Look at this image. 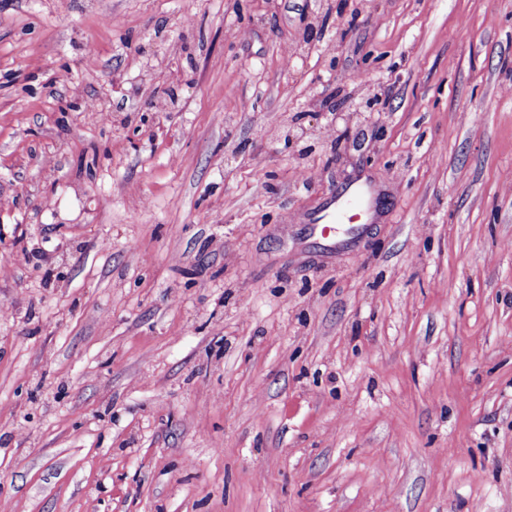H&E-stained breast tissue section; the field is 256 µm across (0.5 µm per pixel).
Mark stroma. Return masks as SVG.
I'll use <instances>...</instances> for the list:
<instances>
[{
    "label": "stroma",
    "instance_id": "1",
    "mask_svg": "<svg viewBox=\"0 0 512 512\" xmlns=\"http://www.w3.org/2000/svg\"><path fill=\"white\" fill-rule=\"evenodd\" d=\"M0 307V512H512V0H0ZM367 191L362 187H354L349 189L345 194H341L336 198H332L327 206L312 219V224L320 226V232L327 237L339 238L336 236L338 229L335 224H345L347 214L352 206L356 208L362 207L366 201Z\"/></svg>",
    "mask_w": 512,
    "mask_h": 512
}]
</instances>
